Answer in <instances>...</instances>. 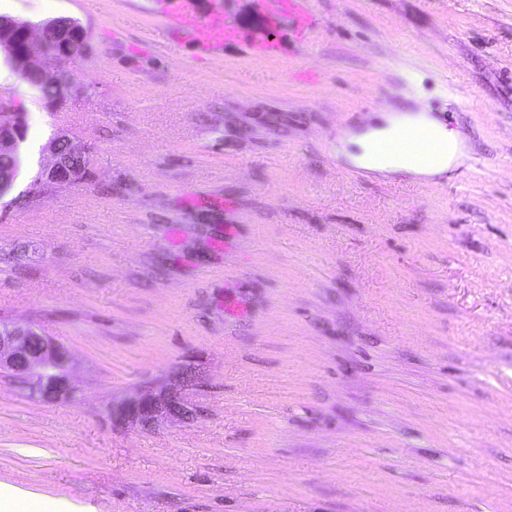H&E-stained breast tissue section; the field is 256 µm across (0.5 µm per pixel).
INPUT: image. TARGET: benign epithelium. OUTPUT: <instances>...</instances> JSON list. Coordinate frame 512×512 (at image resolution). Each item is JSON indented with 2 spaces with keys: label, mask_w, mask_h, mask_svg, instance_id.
<instances>
[{
  "label": "benign epithelium",
  "mask_w": 512,
  "mask_h": 512,
  "mask_svg": "<svg viewBox=\"0 0 512 512\" xmlns=\"http://www.w3.org/2000/svg\"><path fill=\"white\" fill-rule=\"evenodd\" d=\"M26 35V48L19 52L14 45L17 31ZM52 41L55 46L47 52L46 39L32 38L28 24L0 19V45L5 47L14 61L25 65V71L51 76L58 83L66 84L64 64L80 57L86 50L85 35L72 30L71 22L60 20L55 24ZM40 55L56 66L49 71L29 65L34 55ZM20 121L0 126V149L12 151L22 138ZM51 163L42 170L38 184L63 186L82 180L88 169L87 151L83 144L67 133H59L51 142ZM69 360L63 355L62 346L52 337L41 333L30 323L10 322L0 328V376L27 388L34 397L47 398L52 402L69 401L75 397L69 371ZM199 383V374L189 368L177 370L159 385H148L136 396L123 399L109 406L113 423L154 428L165 421L195 418L198 407L182 395V391Z\"/></svg>",
  "instance_id": "7a95c632"
}]
</instances>
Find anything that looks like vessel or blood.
I'll list each match as a JSON object with an SVG mask.
<instances>
[{
  "label": "vessel or blood",
  "instance_id": "obj_1",
  "mask_svg": "<svg viewBox=\"0 0 512 512\" xmlns=\"http://www.w3.org/2000/svg\"><path fill=\"white\" fill-rule=\"evenodd\" d=\"M268 21L267 29L257 35L251 43L253 55L268 57L279 48L275 31L287 25L298 44H306L318 29L320 21L309 9L307 0H261ZM169 31L194 43L201 54L217 52L224 43L237 40L236 28L225 22L222 16L202 18L187 8H177L166 16ZM373 153L394 155L419 165L438 162L447 146L436 131L425 124L399 121L393 133L384 139L372 141Z\"/></svg>",
  "mask_w": 512,
  "mask_h": 512
}]
</instances>
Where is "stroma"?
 Returning <instances> with one entry per match:
<instances>
[{
  "mask_svg": "<svg viewBox=\"0 0 512 512\" xmlns=\"http://www.w3.org/2000/svg\"><path fill=\"white\" fill-rule=\"evenodd\" d=\"M4 2L89 50L54 105L0 50V120L25 126L0 317L77 387L0 378V483L96 512H512V0H310L308 43L280 28L263 60L259 0H188L241 30L210 56L168 0ZM383 105L452 111L455 168L348 175ZM62 131L90 175L33 192ZM182 365L197 418L111 425Z\"/></svg>",
  "mask_w": 512,
  "mask_h": 512,
  "instance_id": "1",
  "label": "stroma"
}]
</instances>
